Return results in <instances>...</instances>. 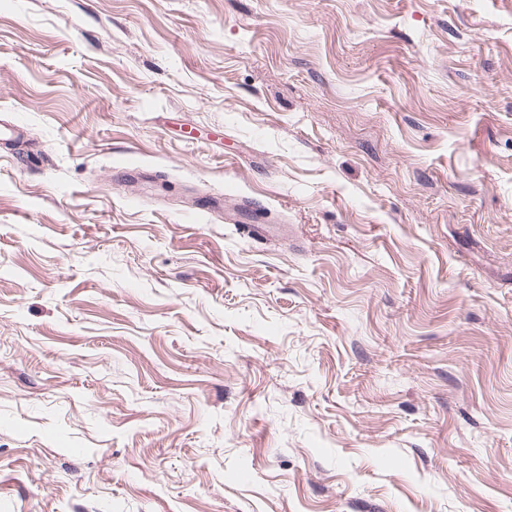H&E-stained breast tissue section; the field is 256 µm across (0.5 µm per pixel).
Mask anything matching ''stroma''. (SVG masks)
Wrapping results in <instances>:
<instances>
[{"label": "stroma", "instance_id": "35a3bbf8", "mask_svg": "<svg viewBox=\"0 0 512 512\" xmlns=\"http://www.w3.org/2000/svg\"><path fill=\"white\" fill-rule=\"evenodd\" d=\"M2 121L0 512H512V0H0Z\"/></svg>", "mask_w": 512, "mask_h": 512}]
</instances>
